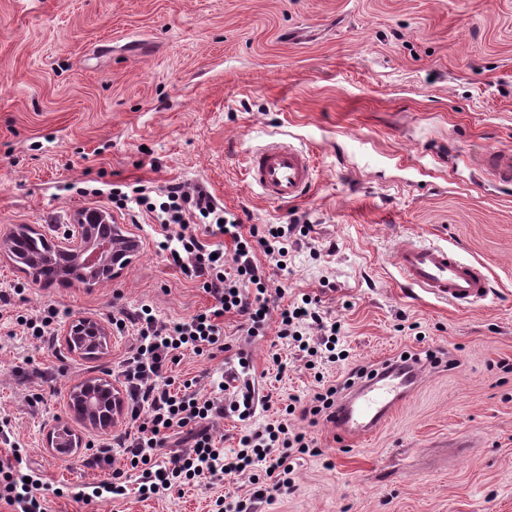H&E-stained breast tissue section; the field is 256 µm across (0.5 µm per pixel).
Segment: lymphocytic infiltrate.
<instances>
[{
  "label": "lymphocytic infiltrate",
  "mask_w": 512,
  "mask_h": 512,
  "mask_svg": "<svg viewBox=\"0 0 512 512\" xmlns=\"http://www.w3.org/2000/svg\"><path fill=\"white\" fill-rule=\"evenodd\" d=\"M112 202L121 210L132 203L152 214L161 228L158 250L183 275L199 281L214 303L180 321L159 318L146 305L113 318L116 332L131 329L136 335V344L119 370L128 394L130 427L110 438L106 448L86 456L84 463L111 467L112 480L103 489L115 496L126 491L123 475L128 468L138 471V490L144 495L178 493L191 483L212 484L248 472L256 489L249 500L237 501L234 512H254L256 503L272 499L274 493L289 485L290 454L309 453L313 440L306 431L280 421L243 434L237 450L225 454L210 426L228 411L249 417L253 412V389L244 386L228 398L220 383L204 394L197 388V379L179 383L171 371L185 353L212 357L229 351L224 341V317L228 314L239 317V329L245 335H264L273 324L278 338L303 348L309 357L332 352L337 360H347V351L337 348L340 329L322 316L313 302H302L296 308L272 307L270 279L265 264H259L256 258L261 252L266 264L287 262L289 237L307 236L310 228L305 224L243 226L200 184L190 187L171 183L154 196L141 185L128 193L116 187ZM199 220L206 222L210 235L219 237V244L198 238L194 225ZM311 328L318 331L313 341L307 337ZM175 436L180 437L182 447L168 451V443ZM0 443L10 447L9 457L0 458V500L20 506L21 512H44L38 484L16 476L15 466L22 461V451L12 446L5 422L0 424ZM119 456L125 461L121 469L113 465ZM259 466L264 469L260 478L252 474Z\"/></svg>",
  "instance_id": "f902f5d3"
}]
</instances>
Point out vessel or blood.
<instances>
[{"label":"vessel or blood","instance_id":"obj_1","mask_svg":"<svg viewBox=\"0 0 512 512\" xmlns=\"http://www.w3.org/2000/svg\"><path fill=\"white\" fill-rule=\"evenodd\" d=\"M487 162L502 184H512L511 152L490 153ZM245 163L251 185L279 203L300 200L312 185L314 167L309 156L283 142L249 151ZM393 264L406 288L437 302L463 307L489 296L483 265L462 259L454 248L406 244L396 251ZM420 380V367L411 362L379 369L373 379L337 403L332 422L337 436L354 441L374 433Z\"/></svg>","mask_w":512,"mask_h":512}]
</instances>
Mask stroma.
Here are the masks:
<instances>
[{
  "label": "stroma",
  "instance_id": "obj_1",
  "mask_svg": "<svg viewBox=\"0 0 512 512\" xmlns=\"http://www.w3.org/2000/svg\"><path fill=\"white\" fill-rule=\"evenodd\" d=\"M271 135L314 160L300 202H270L245 179L248 147ZM492 150H512V0H0V235L21 224L54 235L105 209L141 243L93 287L38 282L0 256V290L21 291L0 309V417L24 450L18 474L52 488L46 512H212L217 496L232 505L253 491L241 477L178 495L93 496L112 471L82 460L129 420L90 431L70 394L114 378L134 337L112 334L91 359L68 350L63 325L38 347L16 323L50 305L106 321L144 304L169 320L211 306L159 254L151 216L113 210V185L137 182L202 184L244 224L311 227L289 243L287 269L267 273L286 300L309 296L341 322L348 360L307 369L275 329L246 338L228 315L229 351L175 368L234 370L253 387L249 419L213 424L225 452L282 418L316 441L317 454L291 457L290 488L257 512H512V373L497 367L512 359V186L489 174ZM419 242L483 264L494 297L457 310L399 287L394 253ZM429 349L452 367L423 362L406 402L356 443L282 414L289 397L307 402L351 367ZM25 362L41 377L20 380ZM32 391L44 398L36 411ZM57 426L81 434L82 448H48Z\"/></svg>",
  "mask_w": 512,
  "mask_h": 512
}]
</instances>
